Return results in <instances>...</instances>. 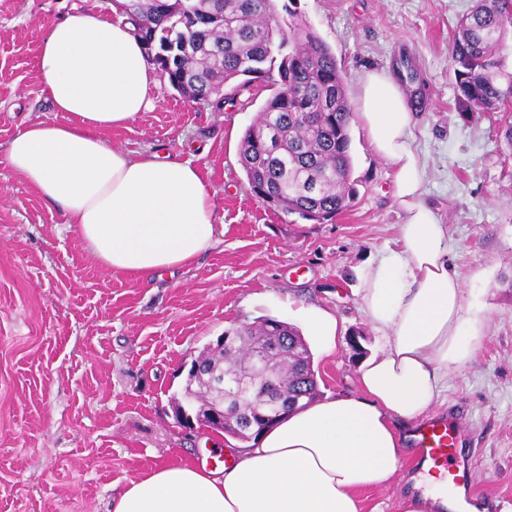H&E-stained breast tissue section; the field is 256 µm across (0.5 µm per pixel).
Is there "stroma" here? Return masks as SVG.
Wrapping results in <instances>:
<instances>
[{"label":"stroma","instance_id":"1","mask_svg":"<svg viewBox=\"0 0 512 512\" xmlns=\"http://www.w3.org/2000/svg\"><path fill=\"white\" fill-rule=\"evenodd\" d=\"M470 0H299L332 48L350 101L359 79L386 70L411 98L427 199L448 226L464 304L489 320L475 359L448 380L471 450L470 497L512 512V150L497 145L506 114L466 119L449 45ZM111 14L109 0H0V155L28 124L65 123L35 68L48 21L76 9ZM267 97L216 111L160 78L153 107L106 141L134 156L168 155L204 173L216 202L217 242L162 278L113 276L97 266L63 215L0 163V512H111L132 480L165 462H192L222 432L175 416L191 361L225 330L273 316L305 328L324 309L345 327L336 350L314 354L320 395L358 392L362 358L381 339L365 323L357 273L396 236L392 167L350 125L354 191L348 210L316 223L272 209L249 191L242 134ZM405 457L392 484L363 492L362 512H396L414 484Z\"/></svg>","mask_w":512,"mask_h":512}]
</instances>
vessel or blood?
Segmentation results:
<instances>
[{
  "label": "vessel or blood",
  "mask_w": 512,
  "mask_h": 512,
  "mask_svg": "<svg viewBox=\"0 0 512 512\" xmlns=\"http://www.w3.org/2000/svg\"><path fill=\"white\" fill-rule=\"evenodd\" d=\"M410 445L417 449L419 462L430 464L449 496L468 486L470 466L453 417L422 419L412 430Z\"/></svg>",
  "instance_id": "1"
}]
</instances>
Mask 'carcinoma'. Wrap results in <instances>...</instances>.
I'll use <instances>...</instances> for the list:
<instances>
[{
  "label": "carcinoma",
  "instance_id": "1",
  "mask_svg": "<svg viewBox=\"0 0 512 512\" xmlns=\"http://www.w3.org/2000/svg\"><path fill=\"white\" fill-rule=\"evenodd\" d=\"M298 0H123V15L149 61L189 101L220 110L256 86L271 90L243 133L239 162L250 191L288 215L320 223L346 210L353 190L346 80L331 47L310 27ZM461 114L512 110V0H472L450 44ZM224 343L200 353L205 372L238 376L265 351L257 394L299 407L319 397L311 352L299 330L271 316L224 331ZM188 409L226 401L207 377L188 374ZM226 433L256 439L274 408L234 401Z\"/></svg>",
  "mask_w": 512,
  "mask_h": 512
}]
</instances>
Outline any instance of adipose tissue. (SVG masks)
Instances as JSON below:
<instances>
[{
    "label": "adipose tissue",
    "mask_w": 512,
    "mask_h": 512,
    "mask_svg": "<svg viewBox=\"0 0 512 512\" xmlns=\"http://www.w3.org/2000/svg\"><path fill=\"white\" fill-rule=\"evenodd\" d=\"M36 69L53 110L71 119L25 126L5 162L60 209L96 264L114 275L159 277L214 245L216 202L198 167L135 157L103 138L147 111L159 84L129 24L91 9L48 22ZM357 117L395 172L403 212L394 244L358 276L364 319L382 339L358 367L359 394L286 417L231 451L221 471L154 466L112 512H361L359 493L386 487L399 468L400 423L443 403L449 376L475 358L486 323L464 307L448 227L424 198L415 115L388 72L364 74Z\"/></svg>",
    "instance_id": "obj_1"
}]
</instances>
